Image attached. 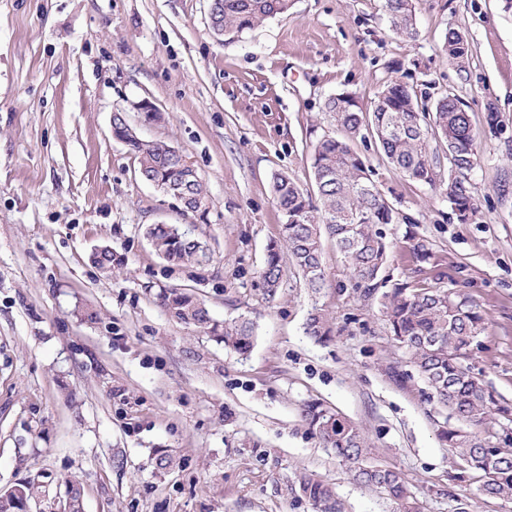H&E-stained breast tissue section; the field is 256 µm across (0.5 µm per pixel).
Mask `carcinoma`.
Returning a JSON list of instances; mask_svg holds the SVG:
<instances>
[{"instance_id":"obj_1","label":"carcinoma","mask_w":512,"mask_h":512,"mask_svg":"<svg viewBox=\"0 0 512 512\" xmlns=\"http://www.w3.org/2000/svg\"><path fill=\"white\" fill-rule=\"evenodd\" d=\"M221 2L223 5L215 8L212 27L226 41L292 7V0ZM384 8L395 33L413 32V0H385ZM445 52L459 72H466L469 45L461 32L448 30ZM325 111L345 136L324 135L315 146L313 178L320 204H314L312 195L287 175L277 173L272 179L271 193L283 221L279 239L267 245L260 270L264 294L270 301L279 295L289 264L301 273L312 294L321 292L326 283L322 265L326 235L340 252L359 296L372 297L383 283L389 246L382 226L398 223L399 216L388 207L371 179L369 166L352 146L355 138H363L367 132L377 139L389 164L405 177L430 186L442 182L439 153L432 142L445 145V197L464 219L478 213L468 177L480 160L478 134L466 105L456 95L442 94L429 106L412 86L391 79L367 112L348 93L330 97ZM112 137L125 141L138 159L140 176L152 180L158 191L167 196H192L199 200L195 212H206L200 178L173 146L133 137L124 128L112 131ZM146 234L157 254L170 263L202 266L211 258L206 242L189 236L177 239L168 224H152ZM93 262L110 273L121 259L103 251L94 256ZM385 298V317L394 340L409 354L437 403L465 424L443 431L448 448L460 461L461 472L455 479L477 473L482 477L480 494L512 503V436L496 439L488 435L512 416V407L501 402L465 365L473 344L486 330L477 304L448 288L419 287L408 282L397 284L385 293ZM159 299L172 318L218 337L224 347L240 355L248 354L257 341V325L246 316L220 325L192 294L170 289L161 292ZM304 330L312 339L326 342L333 336V317L315 308ZM301 415L311 433L348 462L354 481L384 495L394 512H422L421 503L398 471L366 464L368 438L356 424L318 402L305 404ZM291 492L305 498L312 512H344L334 484L312 474H301ZM41 495L39 482L29 478L0 492V512H24V506Z\"/></svg>"}]
</instances>
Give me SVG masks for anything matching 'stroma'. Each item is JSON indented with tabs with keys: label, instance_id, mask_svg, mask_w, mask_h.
Masks as SVG:
<instances>
[{
	"label": "stroma",
	"instance_id": "1",
	"mask_svg": "<svg viewBox=\"0 0 512 512\" xmlns=\"http://www.w3.org/2000/svg\"><path fill=\"white\" fill-rule=\"evenodd\" d=\"M413 3L409 37L383 0H293L224 43L209 0H0V488L38 477L31 512H58L70 478L84 512H311L289 490L307 472L335 485L345 512H392L308 431L301 408L317 401L363 430L369 464L399 471L423 512H512L478 496L477 479H455L441 432L457 419L393 339L382 293H353L332 241L319 296L292 270L271 302L259 279L282 222L271 176L313 189L314 146L340 133L330 96L367 108L393 78L454 93L480 134L472 220L373 139L353 146L401 218L386 227L385 278L473 298L487 330L469 364L512 404V0ZM451 28L469 43L464 76L444 52ZM144 100L164 119L138 124L139 137L194 166L206 216L144 182L113 139V113L135 120ZM161 222L207 240L210 263L159 257L145 230ZM411 235L428 262L408 252ZM102 246L122 259L109 275L89 259ZM165 289L195 294L215 321L251 318V353L172 319ZM316 306L336 317L325 343L304 332ZM87 309L97 321L81 319ZM165 454L182 468H158Z\"/></svg>",
	"mask_w": 512,
	"mask_h": 512
}]
</instances>
